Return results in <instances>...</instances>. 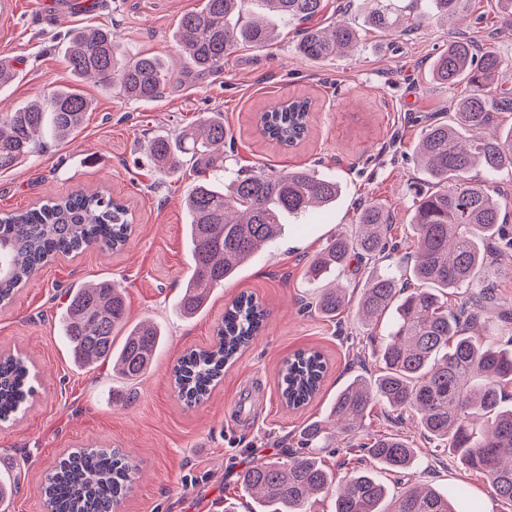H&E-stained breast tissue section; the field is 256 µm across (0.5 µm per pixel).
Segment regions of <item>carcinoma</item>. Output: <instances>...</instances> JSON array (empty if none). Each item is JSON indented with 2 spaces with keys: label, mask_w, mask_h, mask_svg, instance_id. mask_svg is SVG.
<instances>
[{
  "label": "carcinoma",
  "mask_w": 512,
  "mask_h": 512,
  "mask_svg": "<svg viewBox=\"0 0 512 512\" xmlns=\"http://www.w3.org/2000/svg\"><path fill=\"white\" fill-rule=\"evenodd\" d=\"M202 6L182 14L176 44L187 69L221 72L224 58L240 43L270 45L273 21L242 20L244 0H201ZM437 18L460 21L471 0H429ZM275 18L302 26L300 53L311 61L337 57L357 42V31L343 20L310 24L325 0H262ZM365 22L380 31L413 28L418 21L398 12L395 0H368ZM72 73L91 77L135 100L158 97L170 80L160 57H127L108 30L71 31L66 47ZM509 66L490 46L479 51L464 39L448 43V51L431 63L438 81L466 84L468 93L449 105L421 131L418 163L429 178L413 204L408 276L368 273L355 317L370 326L392 313V326L379 337V369L358 374L336 392L328 419L336 432L354 439L367 430L378 404L397 417L414 413L423 439L435 451L449 453L464 470L483 477L495 498L512 512V408L504 406L505 387L512 385V348L487 344L469 334L479 319V305L493 298L487 288L473 291L494 254L512 249L497 190L475 179L482 169L491 175L512 167V125L502 126L485 93L497 73ZM91 102L75 86L62 87L41 102L26 104L0 116V169L31 154L38 133L48 128L60 140L82 125ZM310 107L305 99L283 100L260 113L263 135L293 146L306 135ZM224 113L209 112L199 123L175 136L160 135L147 146L158 170L170 175L210 161L224 146ZM339 184L306 168L264 170L237 175L226 184L216 178L198 180L185 198L191 275L183 283L181 312L192 316L207 303L211 291L234 277L266 243L276 240L283 225L311 208L336 203ZM132 215L105 192L79 191L51 198L30 209L0 214V305L12 301L38 267L60 255H76L96 246L118 250L132 233ZM389 217L378 205L359 209L354 230L331 238L310 259L306 275L319 282L344 271L351 262L369 265L398 250L388 236ZM463 293L456 308L448 295ZM347 306L338 288L322 290L314 310L327 318ZM266 311L252 296H239L224 312L217 343L182 356L173 371L174 384L188 403L205 399L259 330ZM59 333L79 367L108 363L123 377L141 378L164 337L153 326L129 325L123 290L110 281L68 291L58 322ZM326 363L317 351H300L279 371L281 397L298 408L320 389ZM33 394L25 358L0 356V421L13 418ZM332 434L315 420L300 431L302 450L257 461L239 477L244 494L271 512H310L312 498L335 490L333 512H479L465 490L442 493L429 485L410 484L395 494L379 471L402 473L420 463V449L397 433H375L353 450L377 470L357 469L340 481L315 449L327 448ZM138 466L117 448H78L44 479L46 512H115L131 488Z\"/></svg>",
  "instance_id": "obj_1"
}]
</instances>
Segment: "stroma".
<instances>
[{
  "mask_svg": "<svg viewBox=\"0 0 512 512\" xmlns=\"http://www.w3.org/2000/svg\"><path fill=\"white\" fill-rule=\"evenodd\" d=\"M198 4L97 0L93 8L61 14L55 0H11L8 14L0 15V64L15 72L14 82L0 88V114L71 84L93 102L71 139L39 141L26 159L0 169V213L78 190L105 191L128 205L135 225L122 250L91 247L58 257L0 307V352L27 357L35 378V395L26 408L0 423V485L9 492L0 512H45L46 474L83 447L119 448L137 461L139 475L116 512H224L228 505L249 512L241 472L295 450L302 426L323 419L337 390L378 361L370 329L357 321L354 308L335 318L312 308L323 287L342 286L357 297L365 275L343 272L312 284L305 277L307 262L328 238L350 229L358 208L369 203L391 215L393 240H409L416 186L426 180L415 156L422 128L465 91L461 84L436 82L429 70L456 31L512 61V17L502 0H473L460 28L431 19L428 0H398L421 24L394 34L365 23L364 0H327L316 22L325 26L341 15L355 25L359 37L351 53L308 60L297 49L295 26L282 21L276 42L241 46L225 59L222 73H186L178 67L174 32L181 15ZM79 27L111 31L124 55L151 54L175 63L160 97L132 101L96 81H75L64 48L69 32ZM297 97L311 102L306 138L288 148L264 137L257 114ZM216 110L224 114L228 136L207 176L305 167L335 176L341 191L327 214L290 219L279 240L215 289L203 311L186 318L177 309L191 272L183 200L198 175L186 168L160 174L146 146ZM101 279L123 288L131 322L156 325L165 334L149 371L138 380L114 376L106 367H76L58 336L66 291ZM244 293L267 309L262 332L207 400L186 406L172 383L174 364L185 351L213 343L226 307ZM302 349L319 351L328 370L318 396L292 410L280 399L278 373L283 361ZM371 421L372 430L401 432L421 448L422 463L405 472L406 482L446 492L462 488L481 512H501L483 478L451 457L432 455L411 415L395 422L379 405Z\"/></svg>",
  "mask_w": 512,
  "mask_h": 512,
  "instance_id": "35a3bbf8",
  "label": "stroma"
}]
</instances>
